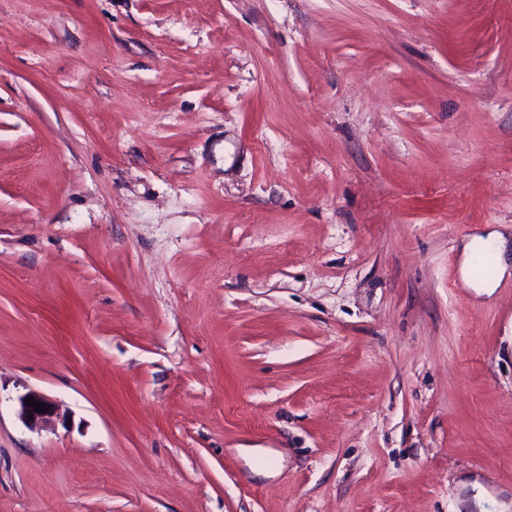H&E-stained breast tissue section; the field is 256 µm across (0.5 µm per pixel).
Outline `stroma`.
Masks as SVG:
<instances>
[{
  "mask_svg": "<svg viewBox=\"0 0 512 512\" xmlns=\"http://www.w3.org/2000/svg\"><path fill=\"white\" fill-rule=\"evenodd\" d=\"M493 232L512 0H0V512H512ZM481 247H487L491 250L494 265L497 268L499 275L502 277L507 271V265L504 260V240L502 235L498 233H491L487 239H480L479 243L468 244L465 248L463 259V271L467 272L469 276L473 275L472 262L476 251ZM34 397L37 402L45 404L47 412L39 413L31 405L25 404V399ZM18 415L22 422L31 429H41L55 423L56 420L64 418L60 413L59 406L37 391H29L18 398ZM32 416V419H29Z\"/></svg>",
  "mask_w": 512,
  "mask_h": 512,
  "instance_id": "1",
  "label": "stroma"
}]
</instances>
